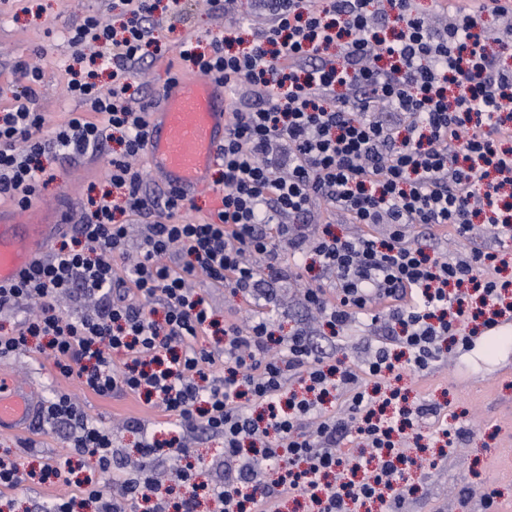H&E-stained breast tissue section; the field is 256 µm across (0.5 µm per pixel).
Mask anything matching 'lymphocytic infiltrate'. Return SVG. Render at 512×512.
Segmentation results:
<instances>
[{
    "label": "lymphocytic infiltrate",
    "instance_id": "1",
    "mask_svg": "<svg viewBox=\"0 0 512 512\" xmlns=\"http://www.w3.org/2000/svg\"><path fill=\"white\" fill-rule=\"evenodd\" d=\"M255 2L270 24L251 41L228 27L208 51L189 40L179 51L186 67L232 93L248 86L256 99L230 114L218 154L221 205L204 223L179 221L184 199L147 192L130 163L144 155L148 114L162 100L132 90L155 42L156 0H120L128 20L118 26L90 13L68 27L77 61L108 70L112 86L68 82L86 109L53 135H44L34 106L42 72L25 62L14 67L21 91L0 111V198L22 207L47 184L43 156L99 154L114 139L122 146L107 189L88 196L76 236L0 288V314L37 307L0 335L1 360L38 339L35 348L64 377L100 396L146 395L181 429L162 441L134 423L140 457L122 493L80 484L94 512H196L197 474L186 460L202 434L224 440L211 512H275L288 494L309 499L314 512H358L371 501L400 512L425 450L407 452L400 441L434 408L407 407L400 389L382 393L383 380L420 374L512 317L496 252L432 255L409 239L417 225L463 236L477 217L512 229L498 198L512 185V67L498 53L512 35L483 36L472 14L433 25L412 0ZM136 217L146 225L127 279L118 263ZM339 217L386 231L338 236L330 226ZM309 254L320 275L303 293L306 305L336 336L381 311L384 345L360 361L339 358L318 350L305 329L275 335L271 318L257 314L225 323L223 344L200 345L215 321L190 277L204 274L247 298L260 277L302 278ZM65 292L95 299V309L64 315L57 298ZM330 394L333 411L322 406ZM40 413L68 428L76 454L109 470L111 432L69 395ZM351 434L358 452L337 450ZM161 456L175 462L166 485L152 476Z\"/></svg>",
    "mask_w": 512,
    "mask_h": 512
}]
</instances>
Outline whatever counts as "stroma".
<instances>
[{
  "instance_id": "stroma-1",
  "label": "stroma",
  "mask_w": 512,
  "mask_h": 512,
  "mask_svg": "<svg viewBox=\"0 0 512 512\" xmlns=\"http://www.w3.org/2000/svg\"><path fill=\"white\" fill-rule=\"evenodd\" d=\"M114 0H0V107L10 105L18 82L13 71L16 62L25 61L40 68L38 105L46 116V131H53L68 113L82 111V104L65 94L69 79L67 67L73 62V49L66 29L73 21L89 13L115 18ZM187 21L176 25L160 21L157 37L161 53L147 60L136 81L141 92L161 91L167 78L179 68L178 52L183 38L201 41L223 35L224 16L213 12L207 0H187ZM111 151L75 160L61 157L47 162L51 179L41 191L38 203L56 208L66 217V234H73L79 223L81 207L89 187L104 189ZM412 241L425 250L440 249L455 255L484 246L507 261L504 277L512 280V238L495 234L491 227L475 224L473 231L461 237L454 232L432 239L427 229L417 227ZM193 287L209 302L220 321L243 320L250 312H266L281 334L298 327L311 331L314 342L323 351H331L334 341L328 329L312 321L302 304L303 287L291 280L275 286L276 302L225 295L223 289L210 286L208 279L196 276ZM20 382L34 385L43 400L57 394H71L88 417L112 433L114 447L125 459L138 455L139 436L128 426L129 419L144 421L149 431H174V420L161 408L145 404L131 395L101 397L81 389L76 379L62 376L52 359L25 353L0 361ZM410 398L435 404L444 421L463 414L470 431L466 440L439 447L429 420L418 424L422 442L428 447L429 464L424 473H413L410 481L417 491L409 496L403 512H483L479 490H497L495 512H512V346L491 357L478 350L457 348L447 361L436 363L426 375H405L401 380ZM8 448L25 465L36 467L46 459L71 461L72 483L47 482L29 485L26 490L0 489V500L9 499L10 512H33L35 504L78 493V480L92 478L108 484L112 472L100 471L93 457L74 455L65 432L35 419L26 432L0 431V450Z\"/></svg>"
}]
</instances>
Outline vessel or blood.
<instances>
[{
  "instance_id": "b4317fda",
  "label": "vessel or blood",
  "mask_w": 512,
  "mask_h": 512,
  "mask_svg": "<svg viewBox=\"0 0 512 512\" xmlns=\"http://www.w3.org/2000/svg\"><path fill=\"white\" fill-rule=\"evenodd\" d=\"M228 92L198 74L176 76L161 105L149 114L147 161L169 191L189 198L210 182V172L224 143ZM62 216L31 206L19 210L0 201V286L20 279L40 258ZM34 390L0 373V429L25 427L36 411Z\"/></svg>"
}]
</instances>
